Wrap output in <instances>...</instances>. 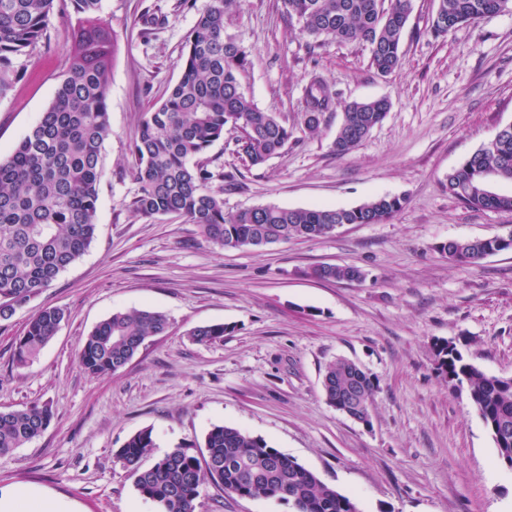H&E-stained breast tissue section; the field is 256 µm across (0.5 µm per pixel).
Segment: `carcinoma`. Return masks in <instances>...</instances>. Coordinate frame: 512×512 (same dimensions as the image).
I'll return each mask as SVG.
<instances>
[{
	"label": "carcinoma",
	"instance_id": "1",
	"mask_svg": "<svg viewBox=\"0 0 512 512\" xmlns=\"http://www.w3.org/2000/svg\"><path fill=\"white\" fill-rule=\"evenodd\" d=\"M56 0H0V98L19 78L18 60L43 39ZM77 23L67 68L55 96L12 152L0 158V322L9 320L69 266L96 237L100 155L111 134L106 102L115 38L102 13V0H71ZM237 0H209L184 46L182 75L164 98L144 113L133 141L138 159L134 210L145 217L178 216L197 225L200 234L222 248H258L263 240L279 243L317 239L336 224H378L403 207V199L379 196L351 208L302 209L263 205L224 209V198L211 188L214 174L199 162L216 141L238 133V152L253 165L279 154L292 131L274 113L258 108L244 93L240 74L248 51L225 33V17ZM288 18L308 48L327 42L359 45L382 76L401 63V39L413 0H282ZM512 12V0H439L428 33L446 37L466 23ZM322 80L308 87L305 125L314 131L332 106ZM390 101H354L345 108L332 143L343 155L380 124ZM512 181V124L448 172V195L471 208L512 211V195L494 184ZM512 248V237L449 240L438 251L450 263L476 264L493 252ZM311 276L326 281L364 278L350 265H321ZM64 313L41 309L15 340L13 361L26 366L55 336ZM169 327L168 316L150 309L119 310L99 322L83 339L78 364L89 375L123 368L150 336ZM222 324L200 326L197 343L224 337ZM438 369L448 386L467 388L472 407L489 430L499 460L512 467V377L488 375L468 362L458 348L437 343ZM377 385L365 371L353 373L339 359L323 375L329 404L346 407L357 418L369 417ZM54 414L47 403L0 411V455L21 448L44 432ZM154 447L152 431L141 430L118 449L140 496L158 512H195L204 475L224 492L242 498L271 499L291 512H359L356 502L324 485L311 471L236 427L216 425L204 439L206 455L195 446H178L143 466Z\"/></svg>",
	"mask_w": 512,
	"mask_h": 512
}]
</instances>
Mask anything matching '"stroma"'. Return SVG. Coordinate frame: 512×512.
<instances>
[{"mask_svg":"<svg viewBox=\"0 0 512 512\" xmlns=\"http://www.w3.org/2000/svg\"><path fill=\"white\" fill-rule=\"evenodd\" d=\"M209 0H103L116 37L107 103L112 133L100 167L97 237L88 251L0 328V410L50 404L49 428L0 455V490L18 483L72 512H156L117 451L151 430V458L203 446L216 425L265 439L350 496L360 512H512V470L503 465L466 390L437 371L447 340L489 375L512 376V250L476 265L438 251L451 239L512 234V212L472 209L449 197L446 177L512 123V12L428 32L437 0H414L402 63L388 76L367 49L328 43L308 51L281 0H239L226 31L249 52L240 77L262 110L293 137L260 166L225 135L203 157L226 210L265 204L350 208L378 195L404 198L379 224H346L315 240L223 249L196 225L147 218L132 206L139 185L131 146L139 119L180 74L182 51ZM71 0H57L47 36L21 58V77L0 99V156L10 154L54 98L72 42ZM323 77L336 95L316 131L304 123L306 89ZM387 98L384 120L354 150L332 143L346 105ZM349 264L360 282H323L311 270ZM66 312L27 366L12 359L30 315ZM159 310L170 325L119 372L78 366L85 336L112 312ZM221 323L224 338L194 342ZM344 358L377 383L369 424L330 406L326 366ZM196 512H290L288 505L225 494L205 479Z\"/></svg>","mask_w":512,"mask_h":512,"instance_id":"stroma-1","label":"stroma"}]
</instances>
